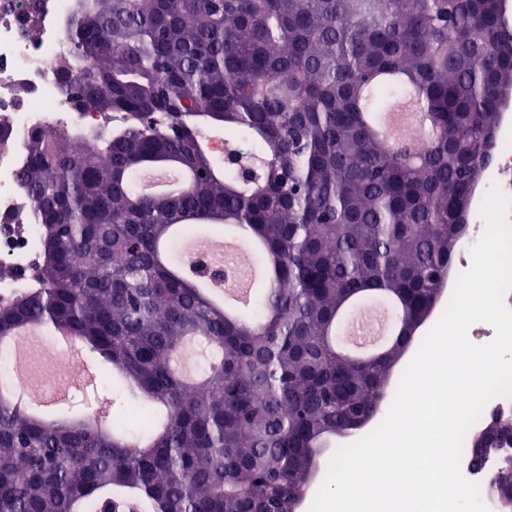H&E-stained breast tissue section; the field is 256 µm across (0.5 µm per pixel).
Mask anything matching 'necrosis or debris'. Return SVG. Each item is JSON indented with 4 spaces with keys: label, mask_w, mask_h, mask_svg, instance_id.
<instances>
[{
    "label": "necrosis or debris",
    "mask_w": 512,
    "mask_h": 512,
    "mask_svg": "<svg viewBox=\"0 0 512 512\" xmlns=\"http://www.w3.org/2000/svg\"><path fill=\"white\" fill-rule=\"evenodd\" d=\"M71 10L72 0H47L39 33L33 39L22 35L15 14L0 17V123L16 137L15 142L0 147V260L23 273L34 268L38 251L33 205L18 179L28 162L21 137L50 125L68 134L75 151L85 153L94 147L93 141L80 136L79 131L95 124V117L75 111L60 94L56 79L60 61L70 52L62 22ZM494 186L512 196V136L508 134L493 151L485 178L473 190L467 232L457 247L455 271L471 265L470 249L485 228L479 207Z\"/></svg>",
    "instance_id": "4bbe7bcc"
}]
</instances>
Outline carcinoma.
<instances>
[{"label": "carcinoma", "mask_w": 512, "mask_h": 512, "mask_svg": "<svg viewBox=\"0 0 512 512\" xmlns=\"http://www.w3.org/2000/svg\"><path fill=\"white\" fill-rule=\"evenodd\" d=\"M45 2L21 0L25 36ZM67 24L57 81L96 146L25 140L39 265L0 262L19 281L0 340L63 330L105 359L99 385L125 380L139 426L32 414L0 380V512H297L328 439L388 395L404 314L448 279L512 104V0H75ZM384 69L403 80L363 93ZM407 106L425 146L406 132L401 153L378 128ZM195 224L260 244L275 279L251 315L173 252ZM381 302L389 344L342 353L345 315ZM189 337L196 382L174 366Z\"/></svg>", "instance_id": "cac0c4a2"}]
</instances>
